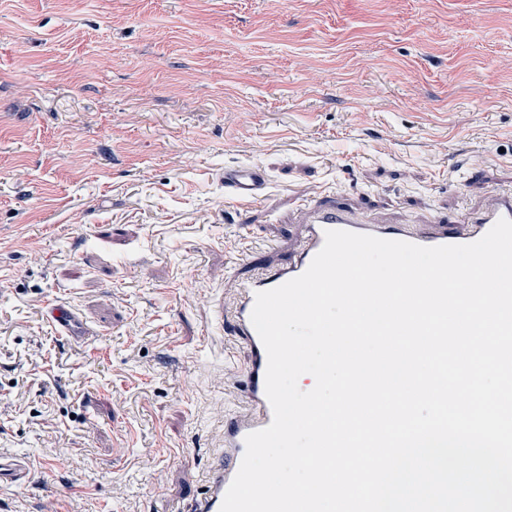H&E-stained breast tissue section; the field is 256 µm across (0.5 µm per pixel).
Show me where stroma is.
Instances as JSON below:
<instances>
[{"instance_id": "obj_1", "label": "stroma", "mask_w": 512, "mask_h": 512, "mask_svg": "<svg viewBox=\"0 0 512 512\" xmlns=\"http://www.w3.org/2000/svg\"><path fill=\"white\" fill-rule=\"evenodd\" d=\"M241 163L271 179L246 214ZM498 187L512 0H0V448L33 465L0 512L199 494L247 366L210 302L287 259L301 200L417 221ZM220 179L224 182V196L245 206L263 202L270 192L267 172L258 165L225 167ZM46 319L54 326L63 330L67 336L79 341L89 338V333L84 329L77 313L63 303L48 302L45 304Z\"/></svg>"}]
</instances>
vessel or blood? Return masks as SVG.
I'll return each mask as SVG.
<instances>
[{
	"label": "vessel or blood",
	"mask_w": 512,
	"mask_h": 512,
	"mask_svg": "<svg viewBox=\"0 0 512 512\" xmlns=\"http://www.w3.org/2000/svg\"><path fill=\"white\" fill-rule=\"evenodd\" d=\"M220 179L224 183L225 196L245 206L261 203L269 195L268 175L257 165L225 168ZM501 218L512 220V188L491 190L485 202L477 208L421 224L387 222L346 202L337 193L322 191L302 201L293 213L292 221L298 224L299 234L287 261L258 268L250 277L237 281V296L232 307H225L220 298L213 302L216 320L230 322L231 336L247 353L242 394L248 411L225 419L222 440L216 450L217 462L205 476V489L200 496L183 505L182 512H220L224 495L241 464L246 436L265 428L272 421V408L265 394L267 354L251 323L257 292L277 287L302 274L322 248L324 234L329 230L437 246L476 241ZM45 316L67 336L79 341L87 340V331L69 306L46 303ZM31 475L32 466L26 458L0 449V487L24 486Z\"/></svg>",
	"instance_id": "b4317fda"
}]
</instances>
